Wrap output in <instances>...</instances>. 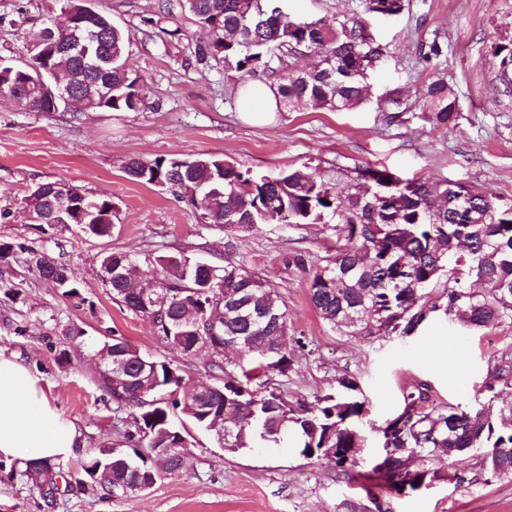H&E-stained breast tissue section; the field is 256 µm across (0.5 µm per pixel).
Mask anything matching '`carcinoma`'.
<instances>
[{
    "instance_id": "1",
    "label": "carcinoma",
    "mask_w": 512,
    "mask_h": 512,
    "mask_svg": "<svg viewBox=\"0 0 512 512\" xmlns=\"http://www.w3.org/2000/svg\"><path fill=\"white\" fill-rule=\"evenodd\" d=\"M366 11L396 15L403 0H364ZM189 11L207 39L197 46L201 60L224 61L226 70L243 79L259 71L276 76V94L283 106L306 103L315 108L344 112L362 102L368 92L363 66L381 55L366 27L359 21L291 20L274 0H178ZM87 25L98 30L97 53L112 60V100L95 109L122 112L136 109L144 96L142 76L126 66V40L112 17L101 12ZM46 35L38 51L24 66L0 65V93L13 95L32 112L77 114V103L90 96L95 77L79 73L81 63L54 49L63 38ZM310 55L304 70L288 69L285 62ZM504 92L512 91V40L499 44ZM65 73L78 79V93L68 103L56 98L49 75ZM429 120L436 128L457 126L459 98L443 78L425 88ZM177 169L173 159H130L124 166L133 181L171 183L190 198L214 173L224 180L209 195L207 224H222L250 232L262 224H334L343 242L312 273L309 291L314 308L332 327L351 336L376 337L389 332L414 335L442 311L449 320L473 328L512 323V201L473 186L446 183L430 186L419 180H401L386 170L366 167L345 194L325 180L300 168L276 176L258 174L222 158L202 154ZM76 197L83 216L58 213L53 186ZM36 214L46 223L89 225L91 233H110L114 205L107 196L92 198L78 186L58 182L39 185L33 192ZM162 275L150 308L124 285L110 282L113 300L127 309L154 315L161 338L181 353L211 338L212 355L205 371L215 379L198 408L188 409L173 398L183 380L177 367L164 362L141 373L143 354L131 342L117 338L103 347L112 358L126 362L131 383L112 385L103 372L97 385L124 413L133 430L123 434L118 447L103 446L86 452L81 465L70 473L71 485L83 492L110 497L112 487L124 482L132 487L144 482L152 487L192 466L189 454L160 459L143 454L146 448H165L180 434L172 422L179 412L194 425L219 436L216 421L226 410L238 422L227 433L228 448L237 452L256 441L277 444L292 433L299 453L317 458L349 474L360 467L357 449L366 445L359 424L367 414L357 396L358 383L348 377L336 380V389L317 395L307 405H294L273 382L286 376L293 365L284 333L289 331L286 305L278 291L257 273L228 263L216 265L212 283L184 275L188 257L160 254L153 257ZM28 264L39 276L63 287L64 295L81 297L68 268L43 253L29 252ZM122 266L126 281H136L138 262L124 253L104 257L102 268ZM442 286L445 302L430 308L419 305L423 290ZM512 387V359L504 358L496 382L485 388L486 404L470 410L428 408L426 388L404 397L405 406L378 428L382 448L395 452L384 468L370 470L369 478L401 495L422 484L448 479L443 456L453 449L484 448L478 460L484 473L512 477V404L500 409L499 420L489 408ZM337 452L329 454V449ZM0 473L8 479H26L37 485L46 507L57 505L55 464L50 460L16 464L0 459Z\"/></svg>"
}]
</instances>
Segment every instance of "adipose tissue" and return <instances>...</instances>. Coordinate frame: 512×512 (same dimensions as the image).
I'll return each instance as SVG.
<instances>
[{"label":"adipose tissue","instance_id":"ef3b65f1","mask_svg":"<svg viewBox=\"0 0 512 512\" xmlns=\"http://www.w3.org/2000/svg\"><path fill=\"white\" fill-rule=\"evenodd\" d=\"M237 106L246 122L263 125L274 121L278 100L269 83L251 81L239 88ZM78 446L75 427L51 405L38 378L0 355V456L56 461Z\"/></svg>","mask_w":512,"mask_h":512}]
</instances>
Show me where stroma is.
<instances>
[{"instance_id":"35a3bbf8","label":"stroma","mask_w":512,"mask_h":512,"mask_svg":"<svg viewBox=\"0 0 512 512\" xmlns=\"http://www.w3.org/2000/svg\"><path fill=\"white\" fill-rule=\"evenodd\" d=\"M167 0H99L127 37L128 65L145 82L144 102L124 112H30L0 98V245L13 251L0 263V354L39 379L50 403L80 433V448L60 461L75 469L85 449L109 446L125 426L96 383V354L122 337L145 356L179 367L186 380L207 381L204 357L186 358L157 335L152 322L113 301L102 259L126 253L156 274L150 253H184L217 265L229 262L260 274L284 298L293 366L282 379L290 401L310 402L354 378L367 401L365 427L381 425L403 407L404 392L427 385L432 406L476 407L498 361L512 355V324L472 330L434 313L411 337L376 339L340 333L324 321L308 293L310 275L334 252L329 224H264L250 233L201 222L183 194L127 179L128 158L191 159L202 154L275 175L307 167L337 189L356 168L385 167L401 179L463 182L512 200V94H505L494 57L512 39V0H405L396 17L365 13L363 0H281L294 20L365 21L384 54L368 73L362 104L331 112L297 105L280 110L276 125L250 126L236 108L240 81L221 61H198L206 34L190 14L160 11ZM63 0H0V58L21 64L32 56L46 23L63 22ZM160 19L161 37L147 26ZM440 56H429L432 42ZM457 93L456 128H434L422 94L435 78ZM65 182L116 206L112 232L96 237L75 224H30L25 198L39 184ZM66 264L84 304L39 278L27 249ZM462 348L456 370L449 352ZM190 470L168 476L142 494L108 499L61 492L55 512H512V478L486 479L476 458H447L448 471L467 482L444 481L406 496L391 494L364 474H337L288 444L224 451L211 432L189 427ZM0 512H45L38 489L0 481Z\"/></svg>"}]
</instances>
